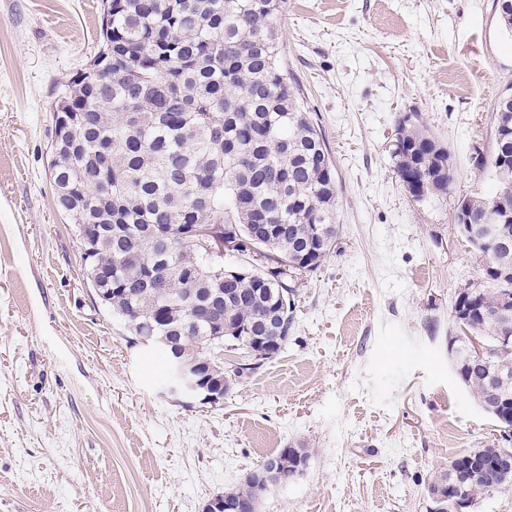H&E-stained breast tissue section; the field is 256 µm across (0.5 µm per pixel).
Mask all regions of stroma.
I'll return each mask as SVG.
<instances>
[{"label":"stroma","instance_id":"35a3bbf8","mask_svg":"<svg viewBox=\"0 0 512 512\" xmlns=\"http://www.w3.org/2000/svg\"><path fill=\"white\" fill-rule=\"evenodd\" d=\"M102 12L0 0V512H202L290 447L307 468L259 512H432L435 476L500 436L448 354L455 298L486 264L455 203L497 190L477 161L512 87L496 0H286L285 64L331 151L339 231L292 282L282 350L218 406L167 394L55 205L54 105ZM404 122L451 153L448 194L417 200L399 181Z\"/></svg>","mask_w":512,"mask_h":512}]
</instances>
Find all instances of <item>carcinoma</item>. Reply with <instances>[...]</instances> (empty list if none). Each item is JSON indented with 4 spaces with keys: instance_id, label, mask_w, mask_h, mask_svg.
<instances>
[{
    "instance_id": "cac0c4a2",
    "label": "carcinoma",
    "mask_w": 512,
    "mask_h": 512,
    "mask_svg": "<svg viewBox=\"0 0 512 512\" xmlns=\"http://www.w3.org/2000/svg\"><path fill=\"white\" fill-rule=\"evenodd\" d=\"M283 0H105L99 48L102 72L74 78L55 111L72 123L50 164L53 185L66 191L63 214L74 224L87 273H110L106 308L136 338L165 324L189 361L224 377V341L253 327L273 297L290 301L289 279L320 266L336 241L338 205L333 161L300 102L284 62L279 29ZM396 174L415 198L446 194L453 173L435 167L440 145L424 128H398ZM495 195L462 196L470 225L495 216L508 236L486 255L482 284L458 293L463 335L448 354L480 402L500 407L512 423V325L501 317L512 297V137L495 141ZM191 224H223L267 270L210 264L188 241ZM171 270L167 279L151 274ZM485 341L469 356V336ZM512 448H476L454 459L456 481L475 501L501 489L492 461ZM283 448L280 480L297 477ZM265 496L250 483L226 492L240 512H257Z\"/></svg>"
}]
</instances>
